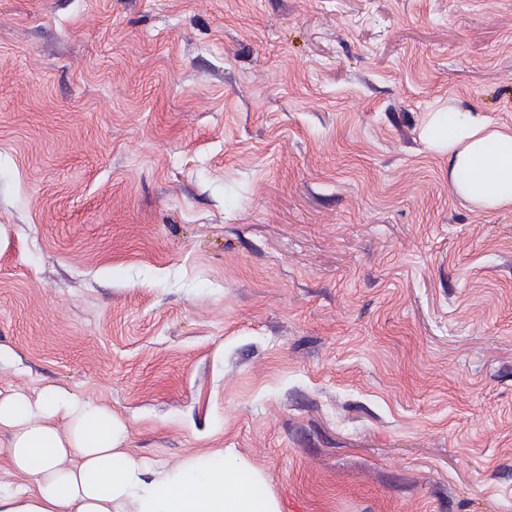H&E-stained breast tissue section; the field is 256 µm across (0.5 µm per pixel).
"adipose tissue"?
Listing matches in <instances>:
<instances>
[{"mask_svg":"<svg viewBox=\"0 0 512 512\" xmlns=\"http://www.w3.org/2000/svg\"><path fill=\"white\" fill-rule=\"evenodd\" d=\"M430 145L448 155L451 186L479 211L512 207V129L478 112H436ZM66 422L52 426L53 418ZM0 512H279L262 477L233 456L167 466L125 453L109 406L62 388L0 389Z\"/></svg>","mask_w":512,"mask_h":512,"instance_id":"1","label":"adipose tissue"}]
</instances>
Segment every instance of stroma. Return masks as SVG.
<instances>
[{
	"instance_id": "obj_1",
	"label": "stroma",
	"mask_w": 512,
	"mask_h": 512,
	"mask_svg": "<svg viewBox=\"0 0 512 512\" xmlns=\"http://www.w3.org/2000/svg\"><path fill=\"white\" fill-rule=\"evenodd\" d=\"M512 0H0V388L289 512H512ZM427 138L434 149L448 153L456 195L479 211L512 207V129L448 105V113L433 112Z\"/></svg>"
}]
</instances>
